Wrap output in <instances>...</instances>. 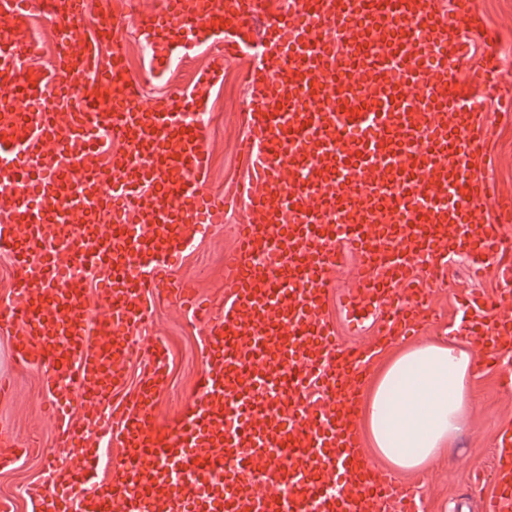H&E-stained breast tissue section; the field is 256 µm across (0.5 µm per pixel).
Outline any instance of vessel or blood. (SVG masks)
I'll return each mask as SVG.
<instances>
[{"instance_id":"vessel-or-blood-1","label":"vessel or blood","mask_w":512,"mask_h":512,"mask_svg":"<svg viewBox=\"0 0 512 512\" xmlns=\"http://www.w3.org/2000/svg\"><path fill=\"white\" fill-rule=\"evenodd\" d=\"M0 14L13 21L0 28V254L16 269L0 329L16 365L42 373L76 455L33 491L35 512H418L348 424L373 350L340 343L325 304L351 247L348 322L414 335L449 256L465 254L504 290L467 298L456 333L484 337L482 368L512 390V263L498 259L512 249V194L484 175L480 107L511 111L512 84L476 0H164L97 16L87 0H0ZM35 18L57 33L52 62ZM132 25L154 69L202 45L213 68L187 92L144 98L119 46ZM234 60L247 63L241 148L254 178L217 195L202 113ZM238 207L218 315L163 273L194 250L199 225ZM162 291L201 326L204 364L161 440L168 351L137 335ZM495 468L484 512H512L511 438Z\"/></svg>"}]
</instances>
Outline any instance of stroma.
I'll return each instance as SVG.
<instances>
[{"instance_id":"obj_1","label":"stroma","mask_w":512,"mask_h":512,"mask_svg":"<svg viewBox=\"0 0 512 512\" xmlns=\"http://www.w3.org/2000/svg\"><path fill=\"white\" fill-rule=\"evenodd\" d=\"M126 56L131 69L144 80L150 97L164 99L186 90L195 71L206 68L211 57L206 49H198L185 60L181 72L151 73L147 58L139 50L137 33L124 36ZM248 100V88L241 66L230 63L212 92L206 109L210 115L205 145L207 182L215 189L239 181L243 171L238 160V142L242 134V113ZM496 126L489 152L493 163L487 175L497 187L512 192V115L496 113L493 105H485ZM234 214H227L223 223L206 226L200 236L196 253L184 256L169 266L172 278L196 279L200 291L215 304L224 300V256L233 246L230 227ZM352 260H345L336 274L334 291L325 307L333 320L341 342L367 344L375 339L371 327L353 328L345 321L340 300L352 286ZM447 287L430 291L435 320L424 323L414 345L447 339L448 324L456 315L457 294L469 291L494 292L496 282L489 277L472 276L464 256L454 257L447 268ZM143 337L157 336L170 351L167 384L157 403L155 432L166 437L178 415L189 402L196 377L202 367L203 344L198 327L193 326L185 311L169 297L156 299L153 318L142 332ZM0 372L9 375L11 389L0 395V429L12 434L16 443L28 449L27 457L0 469V499L13 502L14 512H32L29 490L36 488L51 469L65 465L67 450L60 448L52 423L43 411L46 399L42 376L34 370L16 371L10 363L9 344L0 334ZM472 405L466 424L456 440L455 453L426 469L397 471V478L411 487L421 504L422 512H481L478 493L470 488V473L475 467L491 468L495 438L502 423L512 422V391H503L497 380L485 371H477L472 388Z\"/></svg>"}]
</instances>
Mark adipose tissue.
I'll use <instances>...</instances> for the list:
<instances>
[{"instance_id":"adipose-tissue-1","label":"adipose tissue","mask_w":512,"mask_h":512,"mask_svg":"<svg viewBox=\"0 0 512 512\" xmlns=\"http://www.w3.org/2000/svg\"><path fill=\"white\" fill-rule=\"evenodd\" d=\"M475 363L452 343L402 348L359 394L374 451L400 470L431 465L461 432L472 401Z\"/></svg>"}]
</instances>
